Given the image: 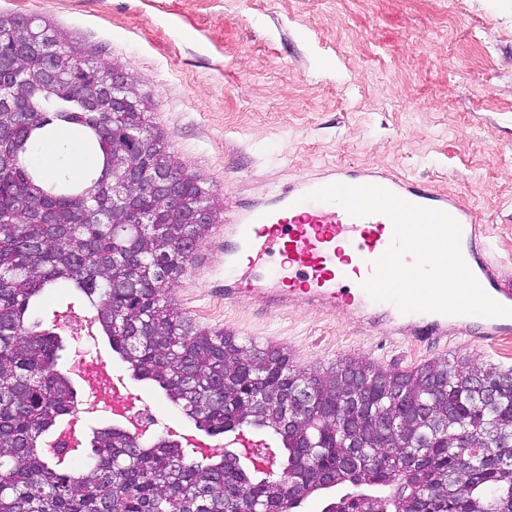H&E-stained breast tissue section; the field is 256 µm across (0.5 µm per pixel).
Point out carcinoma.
<instances>
[{"instance_id": "obj_1", "label": "carcinoma", "mask_w": 512, "mask_h": 512, "mask_svg": "<svg viewBox=\"0 0 512 512\" xmlns=\"http://www.w3.org/2000/svg\"><path fill=\"white\" fill-rule=\"evenodd\" d=\"M0 59V512H304L334 487L322 512H512V370L349 359L306 373L283 349L196 329L170 291L221 210L151 124L150 97L122 99L119 66L45 20L0 14ZM70 125L99 150L79 190L31 165ZM48 287L82 294L112 350L198 429L278 440L280 471L116 427L78 465L43 454L76 408L57 333L30 312Z\"/></svg>"}]
</instances>
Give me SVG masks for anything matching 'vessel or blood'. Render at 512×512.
Masks as SVG:
<instances>
[{"label":"vessel or blood","instance_id":"vessel-or-blood-1","mask_svg":"<svg viewBox=\"0 0 512 512\" xmlns=\"http://www.w3.org/2000/svg\"><path fill=\"white\" fill-rule=\"evenodd\" d=\"M377 185L415 205L448 213L461 226V253L484 291L512 310V265L494 249L486 225L456 195L429 183L366 166L329 169L289 182L261 198L233 200L224 218V298L248 297L274 310L297 305L372 320L380 302L363 289L373 263L391 245L393 224L382 214L350 215L334 202L310 199L331 184ZM394 335L470 336L492 345L512 335L508 316H449L394 311Z\"/></svg>","mask_w":512,"mask_h":512}]
</instances>
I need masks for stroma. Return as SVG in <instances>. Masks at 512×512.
<instances>
[{"label": "stroma", "instance_id": "stroma-1", "mask_svg": "<svg viewBox=\"0 0 512 512\" xmlns=\"http://www.w3.org/2000/svg\"><path fill=\"white\" fill-rule=\"evenodd\" d=\"M55 23L136 77L188 172L227 205L318 167L364 165L461 196L512 261V0H0V12ZM174 290L196 327L293 352L302 370L366 357L407 369L477 360L512 369V339L489 348L392 339L349 314L267 311L225 301L224 251ZM85 299L51 288L32 315L55 328ZM135 406L158 425L194 421L143 381Z\"/></svg>", "mask_w": 512, "mask_h": 512}]
</instances>
